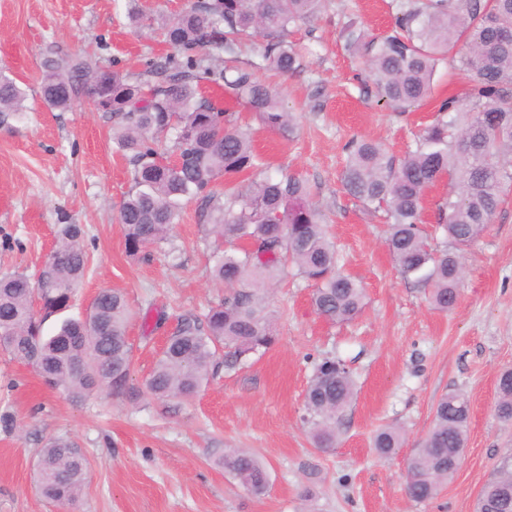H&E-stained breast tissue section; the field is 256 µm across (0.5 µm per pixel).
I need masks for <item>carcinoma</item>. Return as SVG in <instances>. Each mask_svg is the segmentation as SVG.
I'll use <instances>...</instances> for the list:
<instances>
[{
  "label": "carcinoma",
  "instance_id": "obj_1",
  "mask_svg": "<svg viewBox=\"0 0 512 512\" xmlns=\"http://www.w3.org/2000/svg\"><path fill=\"white\" fill-rule=\"evenodd\" d=\"M322 0H195L164 24L170 47L159 61L134 76L105 69L90 58L48 55L43 62L42 98L51 109L68 111L82 87L97 95L96 110L112 118V143L133 166L131 192L119 207L125 248L136 256L169 243L183 206L195 200L200 216L219 239L236 244L218 258L212 281L227 296L204 319L185 317L168 337L147 392L156 399L194 398L207 382L219 350L228 367L275 342L266 287L294 274L314 282L312 305L332 323L353 320L365 305L364 289L337 271L336 246L327 236L308 181L295 173L272 174L251 134L235 113L207 97L205 87H227L267 130H291L292 113L278 93L247 67L227 78L219 64L255 37L265 39L263 60L281 73L301 68L288 42L289 28L313 17ZM395 29L376 40L351 20L346 47L366 52L379 97L393 105L421 104L429 95L437 65L456 59L469 73L462 97L441 103L438 116L420 135L416 149L396 159L382 144L352 141L341 174L351 196L381 209L388 218L385 240L399 271L427 287L431 306L453 308L464 276L461 251L491 224L512 189V0H398ZM25 92L0 73V126L24 112ZM173 134L174 159L164 158L156 138ZM248 176V183L236 181ZM448 177V199L439 206L437 227L444 240L433 244L421 227L426 190ZM224 178V194L213 191ZM84 228L63 224L55 260L35 281L22 272L0 273V347L36 367L45 384L74 398L92 392L122 395L128 390L133 349L127 336L131 311L122 293L104 289L84 318L63 320L53 336L43 322L70 309L88 267ZM356 395L352 372L326 356L315 366L305 394L313 445L336 447L341 415ZM497 417L512 422V369L497 381ZM470 418L468 398L444 395L434 420L407 463L405 492L414 502L437 496L458 470ZM400 429L376 431L380 457L402 446ZM224 471L256 496L266 492L268 472L253 454L224 452ZM89 461L76 443L59 437L39 452L37 486L64 506L81 497ZM476 512H512V450L500 459L483 487Z\"/></svg>",
  "mask_w": 512,
  "mask_h": 512
}]
</instances>
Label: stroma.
<instances>
[{
    "label": "stroma",
    "mask_w": 512,
    "mask_h": 512,
    "mask_svg": "<svg viewBox=\"0 0 512 512\" xmlns=\"http://www.w3.org/2000/svg\"><path fill=\"white\" fill-rule=\"evenodd\" d=\"M185 3L140 0L152 24L137 28L125 0H0V72L26 91L25 112L0 127V272L35 275L65 214L83 225L90 257L70 316L85 315L103 288L121 291L135 314L124 395L69 397L46 386L32 365L0 351V512H64L36 483L39 451L60 436L89 459L75 512H476L482 488L512 447V423L494 413L497 377L512 368V193L465 248L458 301L441 312L399 272L384 244V213L343 188L349 141L372 139L403 157L441 101L461 94L469 80L450 61L438 66L432 95L420 106L379 100L364 58L346 50L343 28L354 18L367 36L385 35L395 0H323L318 16L290 34L303 53L294 73L263 68L261 41L239 54L240 65H256L294 113L290 136L264 129L231 91L215 94L249 127L272 169L301 174L312 185L340 271L365 289L362 313L347 323L325 321L312 306V284L295 277L268 294L277 341L263 355L236 368L216 360L188 401L145 394L179 317H204L223 298L210 278L220 252L191 202L171 231L170 250L127 254L118 208L132 188V166L112 148V121L82 94L69 111L47 108L42 64L51 52L92 53L103 66L140 73L166 54L157 28ZM328 355L352 370L357 397L343 414L340 444L321 452L303 419L304 396L315 363ZM454 391L467 396L471 409L462 462L436 498L412 502L404 491L407 460L437 401ZM384 426L404 434L402 448L387 458L371 447ZM230 448L264 461V495L225 474L221 460Z\"/></svg>",
    "instance_id": "35a3bbf8"
}]
</instances>
